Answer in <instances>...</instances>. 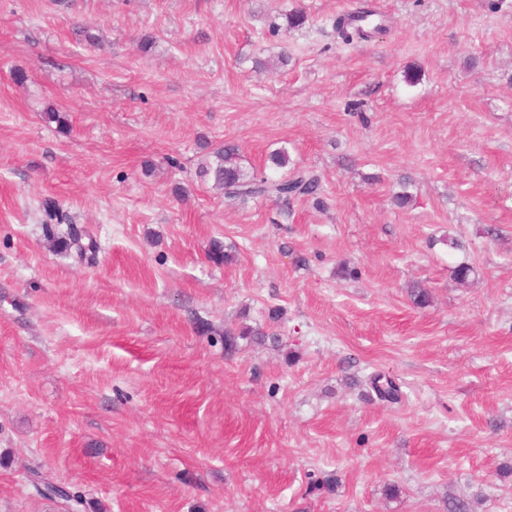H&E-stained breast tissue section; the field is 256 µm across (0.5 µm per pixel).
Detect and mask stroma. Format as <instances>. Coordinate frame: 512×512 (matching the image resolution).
<instances>
[{"label": "stroma", "instance_id": "stroma-1", "mask_svg": "<svg viewBox=\"0 0 512 512\" xmlns=\"http://www.w3.org/2000/svg\"><path fill=\"white\" fill-rule=\"evenodd\" d=\"M371 3L0 0V512H512V0ZM224 143L319 198H224ZM353 2V9L344 17L336 18L334 22L336 34L346 41H349L353 34L360 38L369 37L372 31L374 32L378 29V25L371 29H364L353 24L352 19L354 17L364 19L371 16L373 13V10L369 7L366 0H355ZM45 212L49 220H56L54 225L46 224V235L52 242L54 248L60 253L75 252L80 260H85L88 253L96 254L97 244L86 232L76 224H64V218L52 203L45 204ZM65 227H62V226ZM87 239V242H83Z\"/></svg>", "mask_w": 512, "mask_h": 512}]
</instances>
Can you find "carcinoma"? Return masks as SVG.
<instances>
[{
  "instance_id": "obj_1",
  "label": "carcinoma",
  "mask_w": 512,
  "mask_h": 512,
  "mask_svg": "<svg viewBox=\"0 0 512 512\" xmlns=\"http://www.w3.org/2000/svg\"><path fill=\"white\" fill-rule=\"evenodd\" d=\"M373 10L367 0H354L353 9L343 17L336 18V34L348 41L354 35L368 37L377 27L364 29L353 24L352 19L366 18ZM290 158L284 148L275 149L266 158V172L258 175L241 162L239 148L236 145H223L205 155L198 165L197 175L203 181L212 182V188L230 197L245 199L255 196L275 198L282 210H288L293 200L303 197H316L320 192V180L309 174H298L292 178H276L267 171L275 172L288 166ZM45 212L54 225L45 226L46 235L56 251L75 253L84 260L89 254H96L97 244L86 232L75 224H64V218L51 203L45 204ZM266 332L259 328L243 325L236 330L224 331V349L231 353L238 347V340L249 336H264ZM371 385L377 395L385 400H395L399 396V387L395 381L382 374L371 377Z\"/></svg>"
}]
</instances>
